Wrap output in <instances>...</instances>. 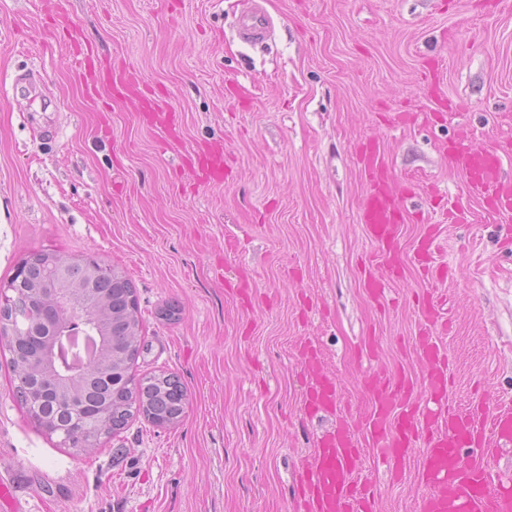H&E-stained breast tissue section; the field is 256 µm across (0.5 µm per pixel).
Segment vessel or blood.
Masks as SVG:
<instances>
[{
    "mask_svg": "<svg viewBox=\"0 0 512 512\" xmlns=\"http://www.w3.org/2000/svg\"><path fill=\"white\" fill-rule=\"evenodd\" d=\"M40 3L50 38L68 46V66L86 93L124 99L136 120L157 133L162 149L179 150L182 135L164 99L131 69L101 61L94 49L83 45L78 26L59 18L62 0ZM271 29V19L257 5L239 24L240 34L248 37ZM448 150V162L463 173L468 195L511 220L512 145L475 146L461 133ZM356 161L366 183L359 222L378 248L364 286L371 299L381 303L388 284L404 276L399 236L410 221L416 192L392 171L379 139L360 141ZM182 162L197 182H223V140L195 144L184 152ZM417 308L414 346L424 370L423 385L415 386L404 374L387 379L379 365L361 378L366 401L317 441L297 472L298 512H375V487L358 476L360 442L365 438L388 463L400 464L419 453L423 493L416 512H512V476L492 469L499 452L512 447V404L484 400L462 409L449 402L448 354L438 341L446 326L442 303L430 293L419 298ZM298 352L307 412L334 413L340 403L335 378L311 343L302 342Z\"/></svg>",
    "mask_w": 512,
    "mask_h": 512,
    "instance_id": "vessel-or-blood-1",
    "label": "vessel or blood"
}]
</instances>
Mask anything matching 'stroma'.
<instances>
[{
	"label": "stroma",
	"mask_w": 512,
	"mask_h": 512,
	"mask_svg": "<svg viewBox=\"0 0 512 512\" xmlns=\"http://www.w3.org/2000/svg\"><path fill=\"white\" fill-rule=\"evenodd\" d=\"M36 2L0 0V285L40 250L124 271L143 323L134 371L173 374L186 401L176 424L139 418L77 452L26 415L0 353V479L15 487L14 512H292L295 468L335 423L303 408L298 343L317 344L349 406L365 398L366 340L388 375L421 380L413 298L423 290L448 297L454 401L467 406L481 389L512 403V248L442 151L462 130L512 140L501 119L512 14L478 0H263L273 32L247 44L236 27L248 0H64L104 59L162 91L185 146L223 137L232 174L199 186L122 103L99 138V104L65 47L41 50ZM33 69L40 82L13 91ZM439 94L461 110L434 112ZM429 111L428 124L391 119ZM50 128L55 137L41 138ZM368 136L421 195L422 223L401 233L406 274L385 307L362 282L376 247L358 222L354 147ZM447 204L464 223L444 222ZM430 224L443 280L423 279L414 262ZM238 270L257 289L246 309L224 288ZM415 469L391 478L363 449L380 512H414Z\"/></svg>",
	"instance_id": "obj_1"
}]
</instances>
